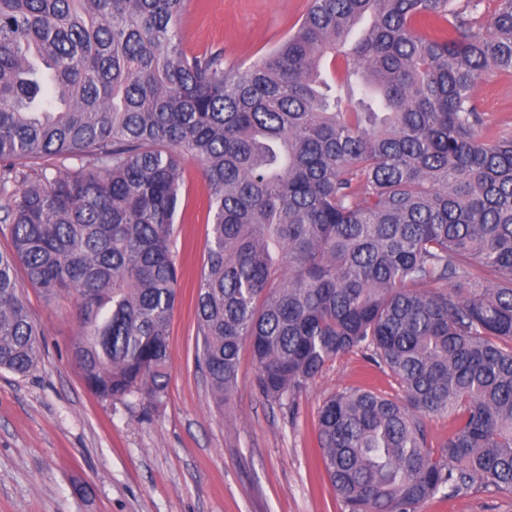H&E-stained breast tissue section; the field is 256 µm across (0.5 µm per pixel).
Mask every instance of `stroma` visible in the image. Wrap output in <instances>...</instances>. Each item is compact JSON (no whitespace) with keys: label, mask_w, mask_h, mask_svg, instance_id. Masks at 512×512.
Returning <instances> with one entry per match:
<instances>
[{"label":"stroma","mask_w":512,"mask_h":512,"mask_svg":"<svg viewBox=\"0 0 512 512\" xmlns=\"http://www.w3.org/2000/svg\"><path fill=\"white\" fill-rule=\"evenodd\" d=\"M307 7L308 0H191L184 46L245 66L293 31ZM475 98L490 129L512 130V74L482 80ZM184 167L187 207L173 236L183 276L166 396L147 405L91 392L71 358L75 295L50 302L24 286L44 348L31 372L0 371V512H342L321 463L320 405L361 385L396 396L399 384L352 352L282 407L258 392L245 343L237 393L216 407L197 358L193 304L210 230L207 190L195 160ZM418 512H512V495L441 492Z\"/></svg>","instance_id":"obj_1"}]
</instances>
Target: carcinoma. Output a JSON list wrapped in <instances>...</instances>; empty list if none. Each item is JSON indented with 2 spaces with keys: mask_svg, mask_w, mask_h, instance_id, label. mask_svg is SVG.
<instances>
[{
  "mask_svg": "<svg viewBox=\"0 0 512 512\" xmlns=\"http://www.w3.org/2000/svg\"><path fill=\"white\" fill-rule=\"evenodd\" d=\"M188 0H0V370L42 333L18 270L76 293L72 358L102 398L169 383L183 164L207 186L196 281L219 406L250 343L286 406L360 352L401 394L326 398L318 444L344 512H416L441 490L512 494V132L476 83L512 74V0H310L247 67L189 54ZM60 161L53 174L37 160ZM456 421L440 454L427 418Z\"/></svg>",
  "mask_w": 512,
  "mask_h": 512,
  "instance_id": "obj_1",
  "label": "carcinoma"
}]
</instances>
